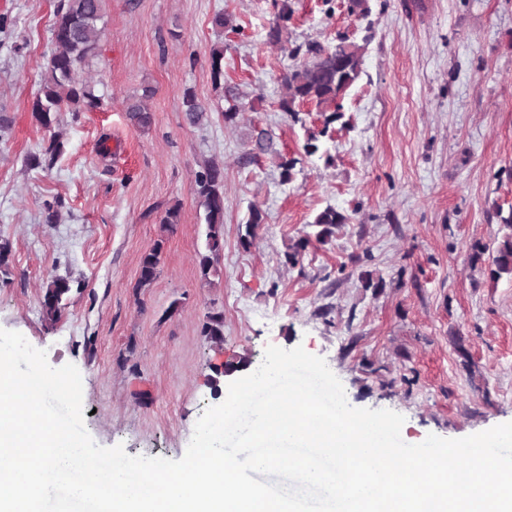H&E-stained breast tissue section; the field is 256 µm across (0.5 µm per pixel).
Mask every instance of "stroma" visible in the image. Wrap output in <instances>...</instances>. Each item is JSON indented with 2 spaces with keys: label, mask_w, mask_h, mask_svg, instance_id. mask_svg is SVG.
<instances>
[{
  "label": "stroma",
  "mask_w": 512,
  "mask_h": 512,
  "mask_svg": "<svg viewBox=\"0 0 512 512\" xmlns=\"http://www.w3.org/2000/svg\"><path fill=\"white\" fill-rule=\"evenodd\" d=\"M58 0H0V329L46 351L52 367L82 377L84 425L96 444L132 456L181 459L197 420L214 405L225 363L257 370L267 346L323 357L351 406L402 414L401 437L455 439L512 422V275L492 279L495 243L512 212V0H291L288 48L270 45L272 0H108L103 51L85 70L100 108L63 112L50 168L30 169L50 132L32 118ZM233 19L212 24L216 14ZM373 37L364 73L323 154L304 156L313 106L294 122L282 109L289 47ZM224 49V76L209 60ZM154 92L150 128L134 126L128 99ZM240 115L225 126V88ZM209 108L189 125L185 89ZM272 139L259 152L256 136ZM297 158L291 181L280 157ZM224 166V248L202 277L206 226L194 173ZM59 200L58 223L42 221ZM181 219L164 230L166 210ZM265 221L250 250L239 231L251 207ZM348 215L298 265L289 243L315 215ZM160 247L159 274L136 287L141 256ZM383 286L365 287V275ZM69 279L56 321L42 286ZM224 316V340L200 332Z\"/></svg>",
  "instance_id": "stroma-1"
}]
</instances>
